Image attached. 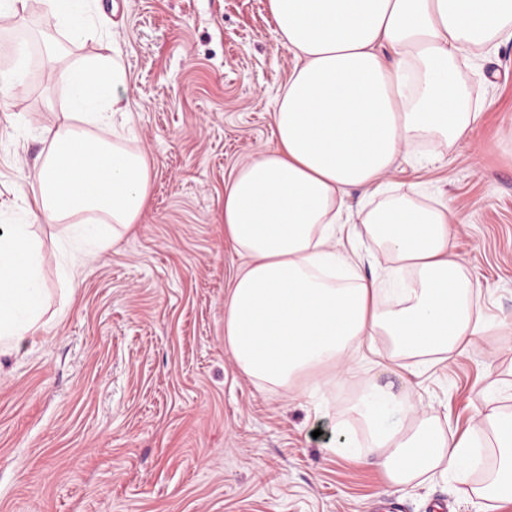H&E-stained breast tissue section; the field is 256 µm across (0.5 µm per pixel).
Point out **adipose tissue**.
Here are the masks:
<instances>
[{"label": "adipose tissue", "mask_w": 512, "mask_h": 512, "mask_svg": "<svg viewBox=\"0 0 512 512\" xmlns=\"http://www.w3.org/2000/svg\"><path fill=\"white\" fill-rule=\"evenodd\" d=\"M75 39L97 29L90 0H46ZM294 66L274 108L276 144L240 166L224 188V235L243 258L224 300V347L240 373L261 387L313 394L349 373L362 347L384 336L413 357L463 352L490 333L467 295L479 292L454 250L450 208L389 192L386 176L402 149L419 141L470 142L483 119L461 73L481 54L512 42V0H267ZM42 68L68 92L62 121L43 127L50 149L26 177V221L0 234V346L19 349L46 326L49 291L31 224L65 232L104 251L138 224L150 182L146 157L94 136L125 84L120 56ZM384 195L360 223L343 222L350 189ZM369 237L391 271L413 283L396 305L380 302L343 242ZM484 410L460 437L447 436L418 405L372 386L352 405L393 481L451 468L466 471L492 433L498 468L479 491L512 503V409L483 394ZM405 422L386 424L390 413Z\"/></svg>", "instance_id": "adipose-tissue-1"}]
</instances>
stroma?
Returning a JSON list of instances; mask_svg holds the SVG:
<instances>
[{"label": "stroma", "mask_w": 512, "mask_h": 512, "mask_svg": "<svg viewBox=\"0 0 512 512\" xmlns=\"http://www.w3.org/2000/svg\"><path fill=\"white\" fill-rule=\"evenodd\" d=\"M100 36L72 40L28 0V42L64 47L68 67L120 54L113 122L144 154L139 224L86 257L60 225L34 228L48 324L0 353V512H474L473 476L393 483L384 469L329 453L367 382L408 395L447 434L469 427L478 395L512 375V43L462 73L485 102L478 137L403 151L388 180L456 217L455 250L481 284L495 329L477 347L403 380L383 337L336 386L291 395L255 386L224 347V299L242 264L224 239V186L274 145L273 110L294 61L266 0H100ZM0 114V201L24 219L25 177L49 150L40 130L68 110L42 71ZM74 266V279L64 267Z\"/></svg>", "instance_id": "1"}]
</instances>
